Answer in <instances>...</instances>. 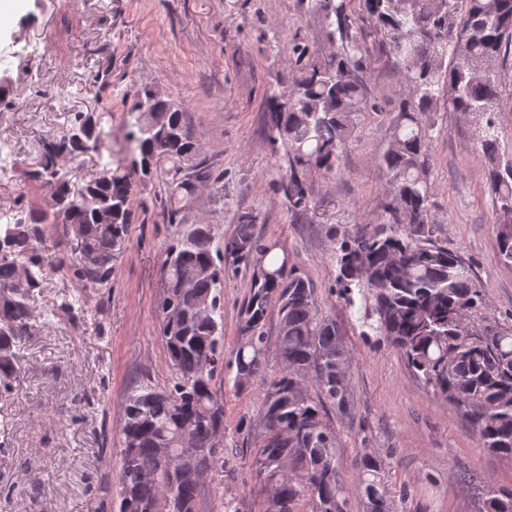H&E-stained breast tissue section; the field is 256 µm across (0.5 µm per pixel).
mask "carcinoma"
<instances>
[{
	"mask_svg": "<svg viewBox=\"0 0 512 512\" xmlns=\"http://www.w3.org/2000/svg\"><path fill=\"white\" fill-rule=\"evenodd\" d=\"M310 2L331 52L295 43V81H276L267 96L269 133L283 148L279 190L294 214H305L312 204L311 174L338 171L358 115L381 111L364 84L373 64L366 40L372 34L385 38L389 59L406 82L393 105V137L382 156L391 198L373 232L358 229L336 247L340 288L351 307L354 295L360 296L362 326L384 337L428 392L460 411L481 447L512 457V327L486 314L485 289L471 266L437 240L429 122L435 112L481 121L499 254L512 264V158L500 155L496 127L503 90L492 75L498 63L512 59V0H363L367 29L359 25L352 0ZM127 116L132 171L112 168L97 119L76 112L67 133L44 145L31 173L51 188L54 211L32 207L0 224V382L6 386L20 375L33 299L52 271L45 225H62V268L72 281L83 289L110 288L134 221L132 175L144 179L165 167L172 216L183 208L179 193H191L192 181L208 176L195 162L178 96L143 84ZM64 152L95 157L96 169L77 187L58 163ZM255 221L252 214L240 216L222 248L205 224L191 226L167 248L157 316L172 378L166 387L142 382L124 399L118 512H155L166 494L171 512H199L202 481L191 477L190 463H203L208 471L224 467V451L213 452L210 443L211 428L224 425L217 380L232 368L239 391L262 371L273 307L280 372L256 414L241 416L236 425L253 447L249 494L259 512H353L336 427L353 420L350 356L310 281L280 257L277 243L254 236ZM222 253L262 259L227 363L224 268L217 264ZM197 302L207 305V315H197ZM51 314L76 323L84 308L77 299L64 301ZM350 464L363 512H391L380 460L358 448ZM483 500L484 512H512L511 490L487 484Z\"/></svg>",
	"mask_w": 512,
	"mask_h": 512,
	"instance_id": "carcinoma-1",
	"label": "carcinoma"
}]
</instances>
